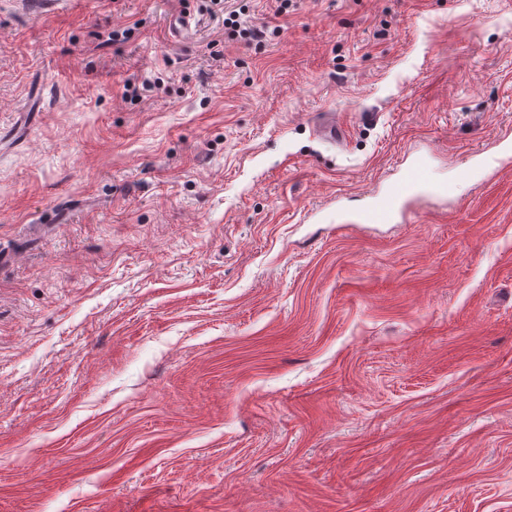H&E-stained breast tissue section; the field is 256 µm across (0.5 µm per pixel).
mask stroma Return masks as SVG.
<instances>
[{"mask_svg": "<svg viewBox=\"0 0 512 512\" xmlns=\"http://www.w3.org/2000/svg\"><path fill=\"white\" fill-rule=\"evenodd\" d=\"M206 5L0 0V512H512V0ZM428 160L418 159L406 164L398 176L375 194V200L358 209L348 224H394L406 219L409 207L416 199L434 197L446 202L453 200L455 183L431 185L428 178Z\"/></svg>", "mask_w": 512, "mask_h": 512, "instance_id": "obj_1", "label": "stroma"}]
</instances>
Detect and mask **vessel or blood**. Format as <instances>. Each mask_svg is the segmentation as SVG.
I'll return each instance as SVG.
<instances>
[{
  "instance_id": "obj_1",
  "label": "vessel or blood",
  "mask_w": 512,
  "mask_h": 512,
  "mask_svg": "<svg viewBox=\"0 0 512 512\" xmlns=\"http://www.w3.org/2000/svg\"><path fill=\"white\" fill-rule=\"evenodd\" d=\"M455 190L452 183L431 184L427 160H414L376 193L371 204L358 209L352 221L356 224H393L407 218L416 199L433 197L447 201L454 199Z\"/></svg>"
}]
</instances>
